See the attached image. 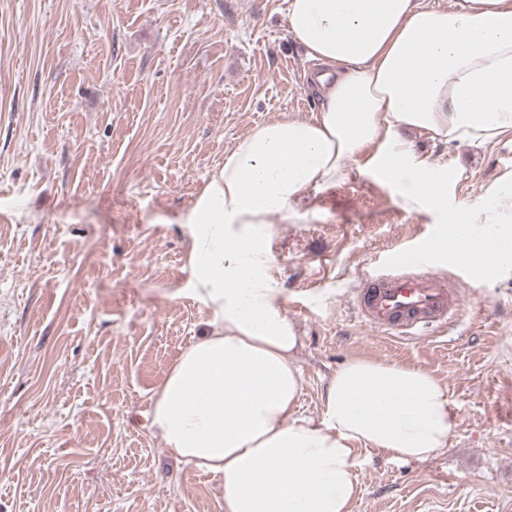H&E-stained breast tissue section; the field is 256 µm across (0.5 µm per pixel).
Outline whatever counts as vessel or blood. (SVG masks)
Listing matches in <instances>:
<instances>
[{
	"mask_svg": "<svg viewBox=\"0 0 512 512\" xmlns=\"http://www.w3.org/2000/svg\"><path fill=\"white\" fill-rule=\"evenodd\" d=\"M428 262V253L419 246L387 256L381 272L355 298L358 319L371 329L402 338L454 322L461 309L460 295L428 271Z\"/></svg>",
	"mask_w": 512,
	"mask_h": 512,
	"instance_id": "obj_1",
	"label": "vessel or blood"
}]
</instances>
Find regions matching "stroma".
<instances>
[{
  "mask_svg": "<svg viewBox=\"0 0 512 512\" xmlns=\"http://www.w3.org/2000/svg\"><path fill=\"white\" fill-rule=\"evenodd\" d=\"M286 0H0V512H224L220 476L169 454L152 397L202 335L188 219L256 126L309 119ZM449 206L512 185V130L414 137ZM367 160L264 227L302 346L299 415L353 357L434 375L454 423L423 461L361 450L350 512H512V261L460 264L438 209ZM426 243L462 309L447 335L362 324L354 289Z\"/></svg>",
  "mask_w": 512,
  "mask_h": 512,
  "instance_id": "35a3bbf8",
  "label": "stroma"
}]
</instances>
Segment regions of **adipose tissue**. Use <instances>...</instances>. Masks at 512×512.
Instances as JSON below:
<instances>
[{
  "label": "adipose tissue",
  "mask_w": 512,
  "mask_h": 512,
  "mask_svg": "<svg viewBox=\"0 0 512 512\" xmlns=\"http://www.w3.org/2000/svg\"><path fill=\"white\" fill-rule=\"evenodd\" d=\"M289 32L317 62L311 120L257 126L194 208L191 292L208 329L167 373L151 425L168 451L222 476L224 512H349L362 442L424 460L454 419L437 380L394 362L354 358L327 382L321 419L295 414L300 336L268 275L257 226L343 176L370 145L402 206L446 207L448 179L405 138L483 144L512 129V0H286ZM497 229L457 246L473 262L512 241V190H494Z\"/></svg>",
  "instance_id": "adipose-tissue-1"
}]
</instances>
